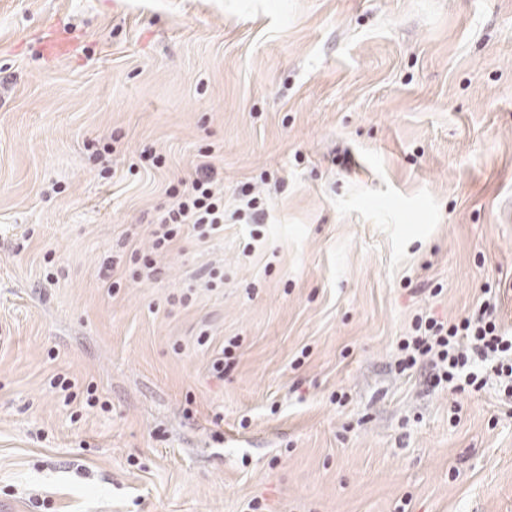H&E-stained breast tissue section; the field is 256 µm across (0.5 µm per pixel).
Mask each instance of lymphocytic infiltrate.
<instances>
[{"instance_id":"lymphocytic-infiltrate-1","label":"lymphocytic infiltrate","mask_w":512,"mask_h":512,"mask_svg":"<svg viewBox=\"0 0 512 512\" xmlns=\"http://www.w3.org/2000/svg\"><path fill=\"white\" fill-rule=\"evenodd\" d=\"M215 167L201 163L184 188H172L173 204L158 218L150 252L133 251L141 274L155 278V254L169 250L185 232L206 239L224 229V195L216 191ZM402 368L420 364L433 371L432 385L448 383L455 391L478 390L485 383L482 364H492L507 398H512V334L502 330L491 304L455 323L434 316L416 317L413 332L398 345Z\"/></svg>"}]
</instances>
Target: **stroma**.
Here are the masks:
<instances>
[{
  "label": "stroma",
  "mask_w": 512,
  "mask_h": 512,
  "mask_svg": "<svg viewBox=\"0 0 512 512\" xmlns=\"http://www.w3.org/2000/svg\"><path fill=\"white\" fill-rule=\"evenodd\" d=\"M204 150L263 224L136 278ZM511 198L512 0H0V512H512L497 376L396 367L512 329ZM238 199L239 205L233 216L244 221L243 224H263L266 215L264 202L261 197L254 195L251 188H242ZM412 329L414 334L398 345L403 369L429 365L434 371L430 378L433 386L446 382L452 390L464 392L485 385L479 367L490 362L502 379L504 394L512 398V333L502 330L490 302L457 323L418 315Z\"/></svg>",
  "instance_id": "35a3bbf8"
}]
</instances>
